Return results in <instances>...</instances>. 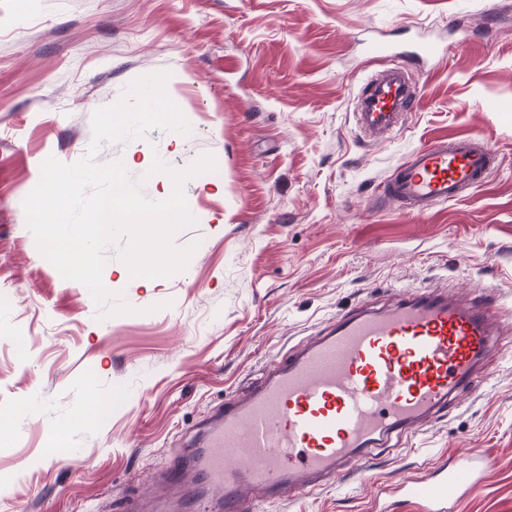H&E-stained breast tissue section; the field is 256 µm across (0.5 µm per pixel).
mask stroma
Segmentation results:
<instances>
[{"mask_svg": "<svg viewBox=\"0 0 512 512\" xmlns=\"http://www.w3.org/2000/svg\"><path fill=\"white\" fill-rule=\"evenodd\" d=\"M383 38L447 53L407 64L416 104L374 139L353 108L364 47ZM158 71L189 134L107 142L95 160L122 161L154 199L167 177L144 162L213 154L185 186L198 224L174 237L199 247L147 287L107 248L103 283L135 311L100 321L40 254L23 201L46 158L87 155L96 109ZM448 135L495 150L487 184L425 213L383 196L411 151ZM426 287L512 304V0H0V512H165L191 487H166L162 463L214 407L336 317ZM495 341L458 407L258 512H423L402 479L457 456L486 469L456 512H512V326Z\"/></svg>", "mask_w": 512, "mask_h": 512, "instance_id": "stroma-1", "label": "stroma"}]
</instances>
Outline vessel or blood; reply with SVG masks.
<instances>
[{"label": "vessel or blood", "instance_id": "1", "mask_svg": "<svg viewBox=\"0 0 512 512\" xmlns=\"http://www.w3.org/2000/svg\"><path fill=\"white\" fill-rule=\"evenodd\" d=\"M415 98L399 68H389L365 83L359 122L391 131ZM495 162L476 137L437 139L397 166L385 192L424 213L482 185ZM491 304L490 295L462 302L411 288L391 307L366 305L338 317L321 338L272 360L237 399L218 407L191 439L201 451L197 462L164 461L168 483L205 480L208 492L192 512H254L248 489L273 499L291 486L310 488L311 477L336 475L345 461L366 458L469 389L495 348L497 322L512 318L502 306L489 316ZM477 470L475 459L459 458L402 486L423 499L426 512H452L460 493L476 487Z\"/></svg>", "mask_w": 512, "mask_h": 512}]
</instances>
